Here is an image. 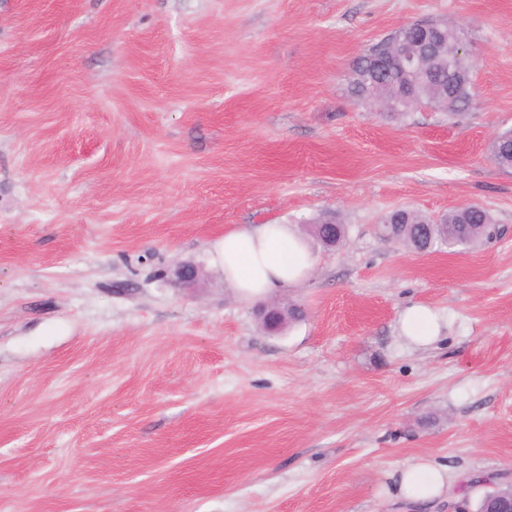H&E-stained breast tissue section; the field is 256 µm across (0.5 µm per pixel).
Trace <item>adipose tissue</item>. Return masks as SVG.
<instances>
[{
    "instance_id": "1",
    "label": "adipose tissue",
    "mask_w": 512,
    "mask_h": 512,
    "mask_svg": "<svg viewBox=\"0 0 512 512\" xmlns=\"http://www.w3.org/2000/svg\"><path fill=\"white\" fill-rule=\"evenodd\" d=\"M212 260L235 294L251 302L301 284L314 265L307 242L290 224H255L226 232L216 242ZM401 324L405 336L416 344L427 346L438 337V318L425 306L407 307ZM447 479L431 464H413L401 470L398 489L413 502L433 500L443 496Z\"/></svg>"
}]
</instances>
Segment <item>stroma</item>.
<instances>
[{
	"label": "stroma",
	"mask_w": 512,
	"mask_h": 512,
	"mask_svg": "<svg viewBox=\"0 0 512 512\" xmlns=\"http://www.w3.org/2000/svg\"><path fill=\"white\" fill-rule=\"evenodd\" d=\"M439 20L475 109L352 96L360 56ZM511 129L512 0H0V512H448L395 496L421 458L472 499L511 483ZM467 204L475 247L382 234ZM252 224L315 259L276 335L211 263ZM401 324L405 336L418 345H430L438 337L437 315L425 306L415 304L407 307L402 314Z\"/></svg>",
	"instance_id": "35a3bbf8"
}]
</instances>
